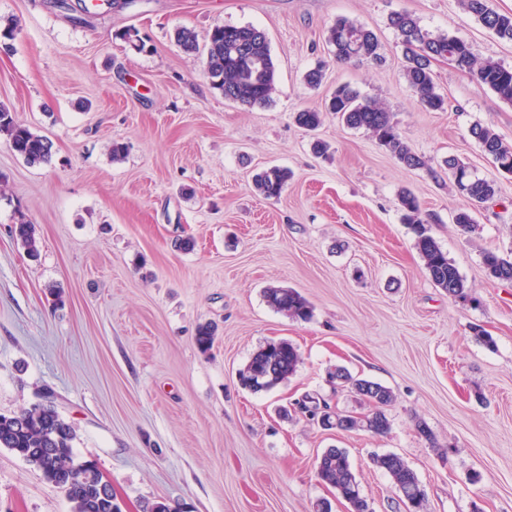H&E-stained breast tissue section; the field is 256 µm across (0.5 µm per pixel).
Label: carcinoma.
I'll return each mask as SVG.
<instances>
[{"label":"carcinoma","instance_id":"cac0c4a2","mask_svg":"<svg viewBox=\"0 0 512 512\" xmlns=\"http://www.w3.org/2000/svg\"><path fill=\"white\" fill-rule=\"evenodd\" d=\"M461 8L474 17L483 27L498 38L512 42V14H503L491 7V0H460ZM389 25L399 35L403 50V75L420 105L429 112L444 109L445 99L437 92L432 63L446 59L457 68L471 73L480 83L488 86L498 97L512 104V68L490 59H479L470 43L446 35H431L407 11H395L389 16ZM178 45L186 52L205 55L206 72L224 99L245 106H266L276 90V67L271 54L270 41L264 30L252 25L214 27L204 45H199L195 35L180 30ZM328 42L338 63L382 61L381 44L377 35L365 26L346 17H339L329 28ZM333 112L336 118L350 128H363L376 138L407 169L426 166L402 137L393 113L377 100L362 98L348 84L336 86L324 108H308L294 113L300 127L316 130L324 113ZM470 136L491 155L499 168L512 173V145H508L488 126L475 124ZM4 137L11 150L29 165L50 162L53 144L46 137L19 123L11 110L0 103V137ZM459 196L472 206L479 207L494 199L497 184L474 174L458 157L442 160ZM290 179L286 168L269 167L256 175L255 188L266 199L280 197ZM404 219L415 235V246L424 260L425 269L434 285L453 299L468 298V288L458 269L448 260V255L430 235L428 221L421 218L417 198L409 191L399 194ZM11 236L31 258L39 256V241L35 225L21 220L10 227ZM482 263L486 275L499 281H512V252L483 253ZM266 302L273 309L288 316L306 321L311 317L308 302L297 291L269 287L264 291ZM215 330L209 324L198 328L196 345L205 353L211 349ZM300 361L298 350L287 341L271 342L260 347L240 370V382L253 392L267 391L288 380ZM342 388L349 389L362 399H375L365 418L349 414H336L330 427L342 431H367L385 435L390 429L386 408L393 401L391 390L378 382L354 377L343 367L335 372ZM77 433L50 402L36 403L11 414H0V448H4L38 470L43 477L63 489L71 512H121L113 494L100 488L99 471L88 461H80L74 453L73 443ZM376 468L387 473L401 499L414 502L413 512H418L424 491L416 473L395 454L377 455L373 458ZM319 480L336 489L350 505V512H372L368 501L361 495L360 484L349 462L346 450L329 448L316 461Z\"/></svg>","mask_w":512,"mask_h":512}]
</instances>
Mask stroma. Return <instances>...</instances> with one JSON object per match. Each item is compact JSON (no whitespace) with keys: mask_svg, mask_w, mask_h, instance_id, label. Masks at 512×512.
<instances>
[{"mask_svg":"<svg viewBox=\"0 0 512 512\" xmlns=\"http://www.w3.org/2000/svg\"><path fill=\"white\" fill-rule=\"evenodd\" d=\"M58 0H0L17 20L0 50V103L53 144L32 166L0 138V413L52 395L74 424L76 455L94 461L122 505L164 498L181 512H349L316 474V458L345 449L372 512H405L374 456L393 453L424 490L421 512H512V283L487 277L484 251H512V175L470 137L473 123L512 144V105L447 60L433 63L444 110L425 111L402 71L392 12L432 35L469 42L512 68L499 40L458 0H114L82 22ZM372 29L384 60L339 65L327 42L337 17ZM217 25H253L277 69L269 105L225 100L184 52L177 30L205 41ZM136 29L142 49L122 34ZM324 62V79L305 76ZM394 112L430 165L453 155L496 179L497 198L461 234L465 201L448 178L404 169L363 129L326 116L315 135L294 112L337 84ZM329 147L311 151L313 138ZM126 157L112 162V142ZM292 176L265 199L253 177ZM411 190L430 232L471 296L448 298L430 280L398 195ZM31 221L30 259L9 227ZM190 238L184 252L175 240ZM291 288L310 304L301 322L268 306L263 290ZM64 291L57 306L48 291ZM217 337L195 343L198 324ZM492 336L486 346L473 333ZM288 340L297 371L271 390L238 382L251 355ZM388 387L386 435L325 429L298 412L304 396L350 415L366 402L337 387L336 368ZM425 421L436 441L420 437ZM0 512H70L60 489L0 449Z\"/></svg>","mask_w":512,"mask_h":512,"instance_id":"1","label":"stroma"}]
</instances>
